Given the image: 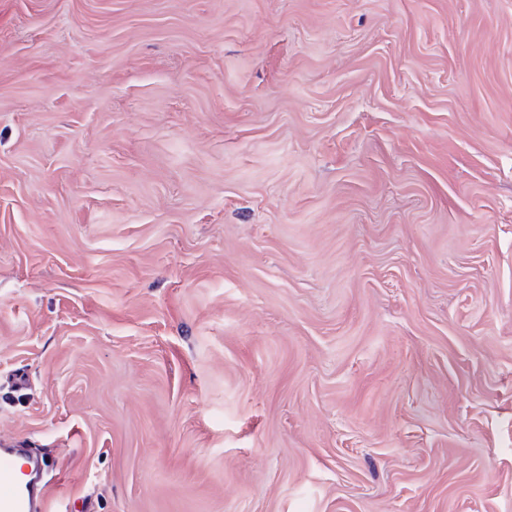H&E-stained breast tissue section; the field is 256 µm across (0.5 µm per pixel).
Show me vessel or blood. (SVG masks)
I'll use <instances>...</instances> for the list:
<instances>
[{"mask_svg":"<svg viewBox=\"0 0 512 512\" xmlns=\"http://www.w3.org/2000/svg\"><path fill=\"white\" fill-rule=\"evenodd\" d=\"M49 484L42 455L21 458L14 449L0 448V512H54Z\"/></svg>","mask_w":512,"mask_h":512,"instance_id":"vessel-or-blood-1","label":"vessel or blood"}]
</instances>
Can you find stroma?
<instances>
[{"instance_id": "stroma-1", "label": "stroma", "mask_w": 512, "mask_h": 512, "mask_svg": "<svg viewBox=\"0 0 512 512\" xmlns=\"http://www.w3.org/2000/svg\"><path fill=\"white\" fill-rule=\"evenodd\" d=\"M1 445L60 512H512V0H0Z\"/></svg>"}]
</instances>
